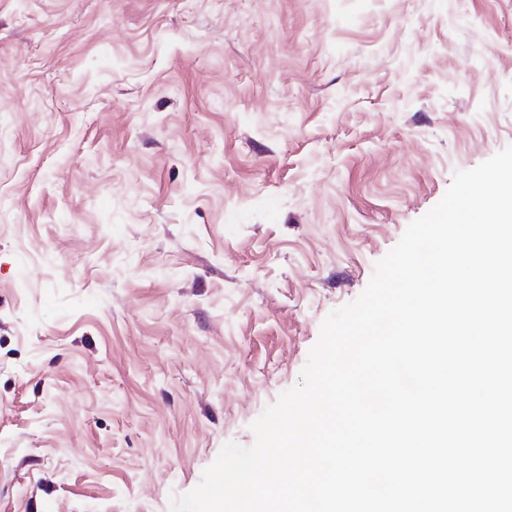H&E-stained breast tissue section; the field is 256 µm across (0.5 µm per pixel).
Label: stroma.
<instances>
[{
	"label": "stroma",
	"mask_w": 512,
	"mask_h": 512,
	"mask_svg": "<svg viewBox=\"0 0 512 512\" xmlns=\"http://www.w3.org/2000/svg\"><path fill=\"white\" fill-rule=\"evenodd\" d=\"M512 144V0H0V512H171Z\"/></svg>",
	"instance_id": "35a3bbf8"
}]
</instances>
